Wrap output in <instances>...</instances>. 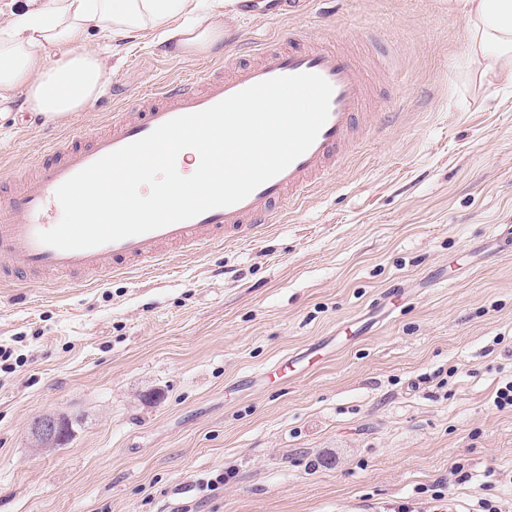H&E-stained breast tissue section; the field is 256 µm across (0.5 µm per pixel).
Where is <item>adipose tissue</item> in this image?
<instances>
[{"label": "adipose tissue", "mask_w": 512, "mask_h": 512, "mask_svg": "<svg viewBox=\"0 0 512 512\" xmlns=\"http://www.w3.org/2000/svg\"><path fill=\"white\" fill-rule=\"evenodd\" d=\"M232 0H12L0 27V102L23 95L27 111L53 121L80 111L103 91L110 54L93 36L117 40L151 32L156 45L180 55L203 53L224 40ZM471 22L468 58L486 72L512 79V0H462ZM163 179L131 165L117 185L129 210L147 212L177 200L182 178L224 171L220 149L185 150Z\"/></svg>", "instance_id": "ef3b65f1"}]
</instances>
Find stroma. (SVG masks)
I'll return each mask as SVG.
<instances>
[{
	"label": "stroma",
	"mask_w": 512,
	"mask_h": 512,
	"mask_svg": "<svg viewBox=\"0 0 512 512\" xmlns=\"http://www.w3.org/2000/svg\"><path fill=\"white\" fill-rule=\"evenodd\" d=\"M469 27L460 0H249L207 55L120 42L104 94L64 119L0 105L1 182L288 29L363 43L378 127L254 241L0 286V512H512V410L493 405L512 380V80L465 57ZM311 346L322 364L268 381ZM47 413L72 435L40 450Z\"/></svg>",
	"instance_id": "1"
}]
</instances>
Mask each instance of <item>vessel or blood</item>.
Masks as SVG:
<instances>
[{
	"mask_svg": "<svg viewBox=\"0 0 512 512\" xmlns=\"http://www.w3.org/2000/svg\"><path fill=\"white\" fill-rule=\"evenodd\" d=\"M303 72L319 74L331 84L328 120L303 155L241 202L89 249L63 251L38 240L40 231L61 219L56 189L82 169L175 117L207 109L258 82ZM366 81L355 49L288 32L263 45L255 61L230 67L210 63L195 77L151 89L114 109L91 138L49 142L33 173L0 202V283L21 285L55 276L98 280L126 269L152 270L208 243L256 239L347 163L356 147L355 133L373 132Z\"/></svg>",
	"mask_w": 512,
	"mask_h": 512,
	"instance_id": "obj_1",
	"label": "vessel or blood"
}]
</instances>
